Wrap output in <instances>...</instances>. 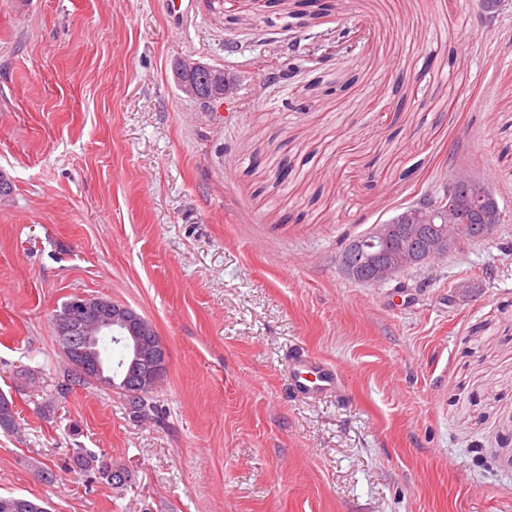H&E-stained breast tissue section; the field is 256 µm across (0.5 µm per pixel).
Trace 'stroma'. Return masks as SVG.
<instances>
[{"instance_id":"stroma-1","label":"stroma","mask_w":512,"mask_h":512,"mask_svg":"<svg viewBox=\"0 0 512 512\" xmlns=\"http://www.w3.org/2000/svg\"><path fill=\"white\" fill-rule=\"evenodd\" d=\"M0 0V493L50 512H512V4L334 0L316 37L364 27L324 64L264 76L298 0ZM224 69L211 112L172 62ZM287 167L288 177L275 172ZM489 175L497 234L411 270L409 291L346 280L348 238L451 168ZM76 295L125 304L169 349L130 417L74 387L51 316ZM337 365L294 394L288 358ZM42 388L18 389L16 370ZM105 452L124 492L73 469Z\"/></svg>"}]
</instances>
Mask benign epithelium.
<instances>
[{
	"instance_id": "benign-epithelium-1",
	"label": "benign epithelium",
	"mask_w": 512,
	"mask_h": 512,
	"mask_svg": "<svg viewBox=\"0 0 512 512\" xmlns=\"http://www.w3.org/2000/svg\"><path fill=\"white\" fill-rule=\"evenodd\" d=\"M184 74L208 80V96L201 98L196 84L184 82L182 92L214 110L235 93L219 68L193 55L177 59ZM466 185L469 203L483 211V223L465 224L457 188ZM504 215L494 204L489 187L479 179L459 173L445 182L426 201L405 207L382 224L364 233V245L346 249L339 261L342 274L375 285L396 282L413 268L434 257L460 250L466 239L483 240L500 227ZM55 333L61 350L70 357L74 372L83 377L99 374L97 338L104 334L124 337L132 347L125 384L140 396L155 390L169 366V350L163 340L148 334L147 320L128 306L94 296L77 295L64 303L55 317Z\"/></svg>"
}]
</instances>
